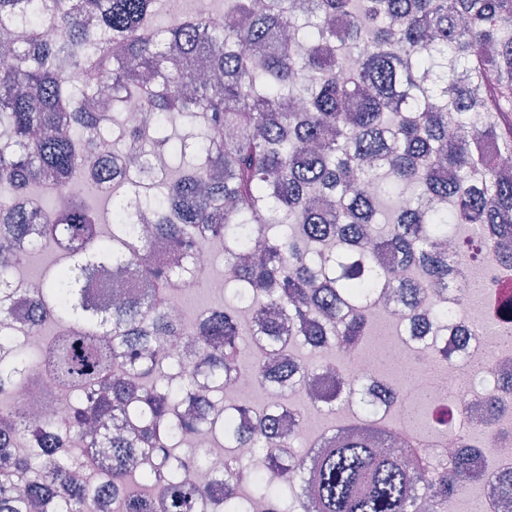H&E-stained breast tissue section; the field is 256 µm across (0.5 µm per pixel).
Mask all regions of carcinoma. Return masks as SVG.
<instances>
[{
    "label": "carcinoma",
    "instance_id": "obj_1",
    "mask_svg": "<svg viewBox=\"0 0 512 512\" xmlns=\"http://www.w3.org/2000/svg\"><path fill=\"white\" fill-rule=\"evenodd\" d=\"M156 2L0 0V512H97L107 492L119 512H241L244 484L273 512L307 499L316 512H442L473 484L512 506V460L505 476L472 448L449 463L391 451L364 383L344 394L338 370L319 410L346 401L356 417L317 455L285 450L276 427L282 410L302 416L295 395L321 369L363 348L379 297L436 337L448 309L422 308L455 266L486 250L512 266V0H224L220 29L182 7L162 28ZM48 27L67 38L48 40ZM132 101L153 123L125 125ZM166 156L178 175L128 168L112 184L104 236L88 195L108 159ZM125 186L144 189L148 235L128 227ZM43 190L50 208L16 202ZM401 197L408 207L379 226L382 202ZM469 225L448 251L451 227ZM202 241L224 245V290L249 324L222 305L172 316L171 298L203 280ZM159 242L182 244L180 260L165 262ZM48 244L64 263L39 275L31 302L61 328L32 353L4 285ZM114 265L136 270L140 291L100 308L92 289H110ZM175 336L186 351L168 349ZM299 346L332 359L308 365ZM247 347L271 397L240 408L244 429L223 394ZM31 381L65 394V409L31 421L12 399ZM191 398L207 415L179 411ZM464 409L435 405L431 427L448 437ZM189 434L224 442V471L180 450ZM211 471L219 499L200 479Z\"/></svg>",
    "mask_w": 512,
    "mask_h": 512
}]
</instances>
